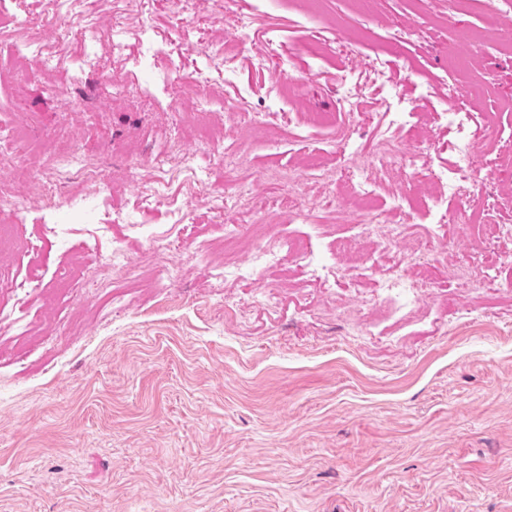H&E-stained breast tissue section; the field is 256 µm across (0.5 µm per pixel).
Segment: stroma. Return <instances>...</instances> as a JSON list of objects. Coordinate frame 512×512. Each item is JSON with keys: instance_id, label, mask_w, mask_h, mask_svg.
Listing matches in <instances>:
<instances>
[{"instance_id": "stroma-1", "label": "stroma", "mask_w": 512, "mask_h": 512, "mask_svg": "<svg viewBox=\"0 0 512 512\" xmlns=\"http://www.w3.org/2000/svg\"><path fill=\"white\" fill-rule=\"evenodd\" d=\"M253 2L244 30L236 0H205L181 23L171 0H99L92 12L0 0V25L29 24L0 44V135L20 121L26 138L0 156V192L17 196L16 236L41 244L0 249V279L34 283L23 310L0 295L13 313L0 323V512H512V236L464 220L489 201L512 225V164L497 158L512 141V10ZM116 13L127 17L118 54ZM78 18L96 26L92 55L57 41ZM467 34L484 44L449 73ZM246 36L269 43L264 60L240 53ZM216 52L232 73L211 72ZM198 69L209 84L186 91L181 76ZM479 80L484 151L461 201L438 179L456 156L448 85ZM384 136L427 170L372 169L371 195L344 207L343 161L367 165ZM207 138L224 154L202 153ZM73 147L95 177L35 175ZM161 176L166 202L142 206ZM229 177L243 192L218 215L210 198ZM76 195L98 197L99 212L69 209ZM370 205L407 227L391 250L358 233ZM52 218L63 233L47 240ZM96 236L126 252L115 302L86 279ZM266 237L334 261L336 286L287 257L258 264ZM410 249L421 290L398 310L382 282ZM463 263L473 287L457 285Z\"/></svg>"}]
</instances>
